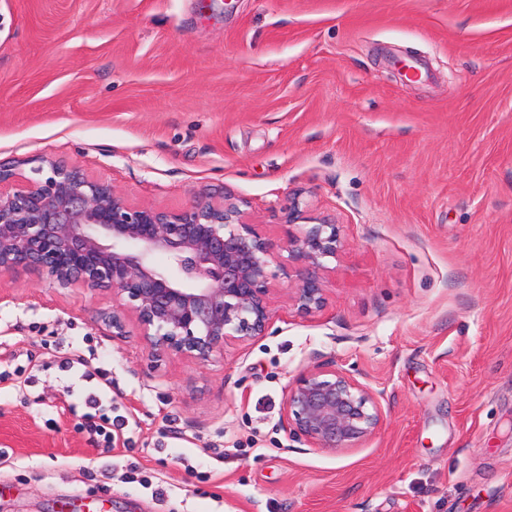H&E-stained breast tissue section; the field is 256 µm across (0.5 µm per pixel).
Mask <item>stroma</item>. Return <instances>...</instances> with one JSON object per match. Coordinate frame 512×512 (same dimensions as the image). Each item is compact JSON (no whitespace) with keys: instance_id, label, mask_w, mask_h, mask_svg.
Returning <instances> with one entry per match:
<instances>
[{"instance_id":"stroma-1","label":"stroma","mask_w":512,"mask_h":512,"mask_svg":"<svg viewBox=\"0 0 512 512\" xmlns=\"http://www.w3.org/2000/svg\"><path fill=\"white\" fill-rule=\"evenodd\" d=\"M44 157L137 205L232 195L278 245L298 191L346 247L323 311L280 279L266 335L206 363L113 335L111 294L0 274V512H512V0H0V162ZM330 361L383 394L336 455L281 427ZM108 397V391L101 389L86 394L81 403L87 410L82 414L85 420L83 424L84 429L91 437H96L98 443L103 445V448H112L113 432L112 427L116 430H122L125 426L123 419H117V416L112 419L103 409V401Z\"/></svg>"}]
</instances>
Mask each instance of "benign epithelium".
<instances>
[{
	"mask_svg": "<svg viewBox=\"0 0 512 512\" xmlns=\"http://www.w3.org/2000/svg\"><path fill=\"white\" fill-rule=\"evenodd\" d=\"M48 166L43 180L0 166V273L112 293V335H126L132 315L151 352L205 363L266 335L282 275L296 314L324 309L325 261L345 238L332 220L304 223L299 196L288 198L280 252L228 196L177 210L135 205L105 179L61 160ZM383 421L380 395L331 362L303 370L283 403L285 432L331 454L361 447Z\"/></svg>",
	"mask_w": 512,
	"mask_h": 512,
	"instance_id": "obj_1",
	"label": "benign epithelium"
}]
</instances>
